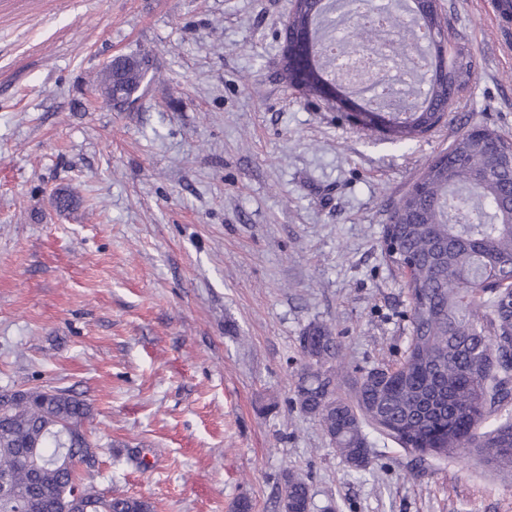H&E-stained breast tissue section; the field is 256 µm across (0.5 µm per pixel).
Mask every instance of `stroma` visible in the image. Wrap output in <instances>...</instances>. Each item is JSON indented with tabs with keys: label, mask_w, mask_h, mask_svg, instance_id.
I'll list each match as a JSON object with an SVG mask.
<instances>
[{
	"label": "stroma",
	"mask_w": 512,
	"mask_h": 512,
	"mask_svg": "<svg viewBox=\"0 0 512 512\" xmlns=\"http://www.w3.org/2000/svg\"><path fill=\"white\" fill-rule=\"evenodd\" d=\"M497 2L438 0L470 81L400 148L285 82L293 0H0V392L89 405L85 485L152 512H282L293 474L311 512H512V478L463 457L378 439L351 470L295 402L311 325L348 371L402 356L392 210L468 128L512 139ZM122 55L152 77L119 110L95 79Z\"/></svg>",
	"instance_id": "obj_1"
}]
</instances>
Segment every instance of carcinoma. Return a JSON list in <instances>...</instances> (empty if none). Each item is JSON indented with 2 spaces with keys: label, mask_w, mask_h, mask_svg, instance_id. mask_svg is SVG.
<instances>
[{
  "label": "carcinoma",
  "mask_w": 512,
  "mask_h": 512,
  "mask_svg": "<svg viewBox=\"0 0 512 512\" xmlns=\"http://www.w3.org/2000/svg\"><path fill=\"white\" fill-rule=\"evenodd\" d=\"M428 31L441 29L438 7L414 5ZM322 0H295L296 30L315 35L331 25ZM148 62L125 57L109 64L99 83L103 100L123 107L139 99ZM470 77L456 54L452 71L425 80L424 100L392 112L388 140L405 148L436 126ZM512 141L485 126L462 132L448 151L428 162L389 216L396 269L410 263L411 332L402 357L350 379L339 392L333 361L340 344L322 325L301 337L306 364L297 382L300 409L315 418L355 471L369 469L376 449L364 427L404 451L424 456L470 454L512 476V290L502 272L512 269ZM33 399L12 407L0 429V512H61L66 489L81 482L87 403L69 390H30ZM66 431L70 445L57 434ZM288 512H310L304 480L288 477ZM92 512H151L131 496L96 495Z\"/></svg>",
  "instance_id": "1"
}]
</instances>
